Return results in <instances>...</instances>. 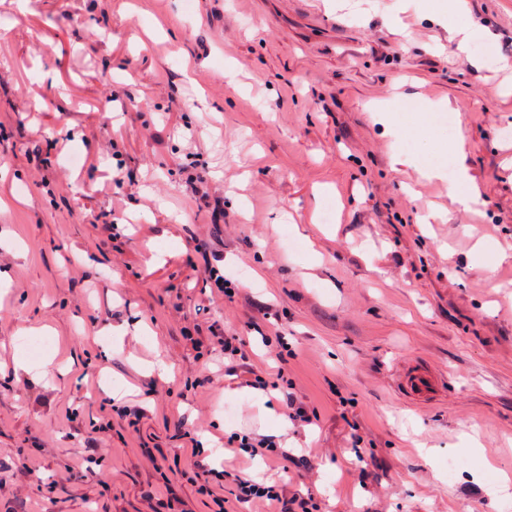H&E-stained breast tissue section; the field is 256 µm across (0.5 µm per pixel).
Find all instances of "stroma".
Wrapping results in <instances>:
<instances>
[{
  "instance_id": "obj_1",
  "label": "stroma",
  "mask_w": 512,
  "mask_h": 512,
  "mask_svg": "<svg viewBox=\"0 0 512 512\" xmlns=\"http://www.w3.org/2000/svg\"><path fill=\"white\" fill-rule=\"evenodd\" d=\"M466 7L462 53L441 0H0V512L18 488L27 512H147L143 489L167 483L211 512L183 419L212 468L258 482L276 464L227 437L310 454L288 478L323 512H503L512 0ZM460 139L469 210L448 195ZM191 151L223 223L196 207ZM198 329L241 337L257 368L287 342L316 421L288 426L280 391L225 377ZM412 363L444 376L433 401L400 394ZM94 437L109 454L89 465Z\"/></svg>"
}]
</instances>
